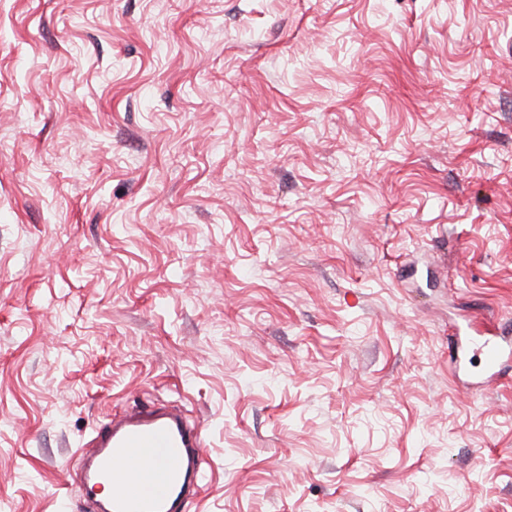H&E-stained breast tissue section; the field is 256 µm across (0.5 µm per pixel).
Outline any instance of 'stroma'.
<instances>
[{
    "instance_id": "stroma-1",
    "label": "stroma",
    "mask_w": 512,
    "mask_h": 512,
    "mask_svg": "<svg viewBox=\"0 0 512 512\" xmlns=\"http://www.w3.org/2000/svg\"><path fill=\"white\" fill-rule=\"evenodd\" d=\"M512 0H0V512L184 407L187 512H512ZM480 350L484 355L486 367L491 373V376H499L506 358L505 350L498 344L488 340L483 341L480 345Z\"/></svg>"
}]
</instances>
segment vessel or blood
Here are the masks:
<instances>
[{
	"label": "vessel or blood",
	"instance_id": "b4317fda",
	"mask_svg": "<svg viewBox=\"0 0 512 512\" xmlns=\"http://www.w3.org/2000/svg\"><path fill=\"white\" fill-rule=\"evenodd\" d=\"M480 350L499 376L505 350L487 340ZM80 456L84 487H112L103 512H184L188 495L206 479L203 433L176 406L113 416L83 440Z\"/></svg>",
	"mask_w": 512,
	"mask_h": 512
}]
</instances>
